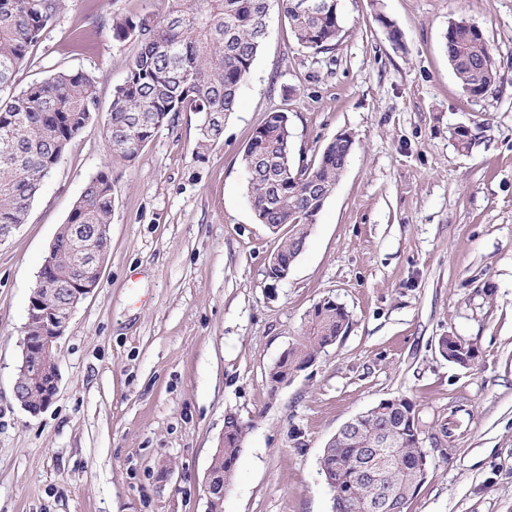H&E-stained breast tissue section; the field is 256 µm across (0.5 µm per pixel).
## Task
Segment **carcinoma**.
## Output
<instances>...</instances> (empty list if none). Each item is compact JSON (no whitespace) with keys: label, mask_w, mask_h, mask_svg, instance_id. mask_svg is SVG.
Masks as SVG:
<instances>
[{"label":"carcinoma","mask_w":512,"mask_h":512,"mask_svg":"<svg viewBox=\"0 0 512 512\" xmlns=\"http://www.w3.org/2000/svg\"><path fill=\"white\" fill-rule=\"evenodd\" d=\"M64 0H0V225L24 223L43 180L60 162L76 136L96 128L100 112L95 80L83 73L62 71L18 91L16 73L43 30L62 9ZM165 13L112 18V39H133L139 50L117 86L109 116L99 132L116 160L130 162L166 123L182 112L198 119L197 149L217 145L224 126L206 129L205 114L222 120L237 112L241 91L266 38L272 8L287 21L299 46L316 52L336 48L343 31L336 0H167ZM448 64L462 91L474 98L491 91L496 81L493 53L480 30L465 18L450 23L445 35ZM286 111L276 110L255 130L243 148L246 190L256 220L286 224L267 274L278 279L302 252L312 224L347 166L353 140L336 137L312 164L293 163ZM112 175L100 171L85 185L60 228L54 251L55 272L92 280L97 269L88 264L87 241L108 251L100 229L112 222ZM45 307L63 314L68 294L61 290L43 299ZM349 325L344 307L329 300L307 312L302 336L276 367L295 368L316 357ZM415 406L404 397L392 405L378 404L360 417L352 430L336 432L323 449L331 470L333 512H366L367 505L391 496L404 510L424 481L419 447L422 433ZM223 457L217 461L224 486L231 483L249 425L237 414L224 418ZM382 476L363 479L357 465L368 461L381 440Z\"/></svg>","instance_id":"cac0c4a2"}]
</instances>
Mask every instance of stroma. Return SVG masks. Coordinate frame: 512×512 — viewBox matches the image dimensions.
<instances>
[{"label":"stroma","instance_id":"35a3bbf8","mask_svg":"<svg viewBox=\"0 0 512 512\" xmlns=\"http://www.w3.org/2000/svg\"><path fill=\"white\" fill-rule=\"evenodd\" d=\"M166 0H65L17 75L96 81L98 122L136 54L116 15ZM335 50L301 48L271 18L221 143L197 155L181 113L129 163L99 131L73 139L24 224L0 242V512H207L206 473L226 413L249 422L224 512H331L319 459L348 420L404 397L424 429L462 408L405 512H512V0H340ZM401 33L392 43L381 24ZM477 25L497 81L464 94L448 64L451 21ZM287 110L295 162L351 133L347 166L286 278L279 243L245 192L242 149ZM471 129L457 150L455 128ZM110 170L100 285L58 342V392L38 414L14 384L32 288L90 178ZM347 332L290 382L270 368L321 299ZM473 343L463 367L444 336Z\"/></svg>","mask_w":512,"mask_h":512}]
</instances>
